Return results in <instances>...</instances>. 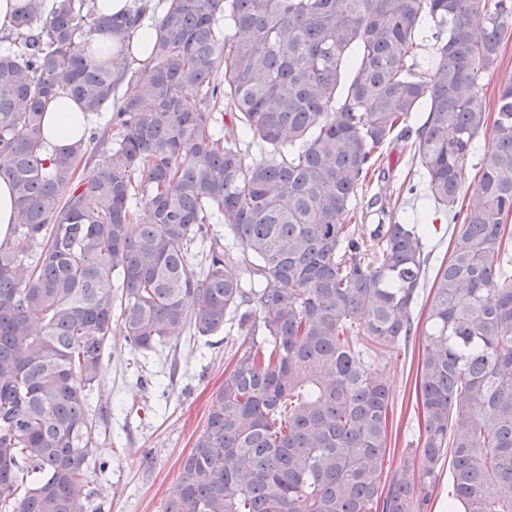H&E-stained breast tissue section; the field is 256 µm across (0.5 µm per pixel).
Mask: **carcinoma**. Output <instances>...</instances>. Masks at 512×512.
Listing matches in <instances>:
<instances>
[{
	"mask_svg": "<svg viewBox=\"0 0 512 512\" xmlns=\"http://www.w3.org/2000/svg\"><path fill=\"white\" fill-rule=\"evenodd\" d=\"M165 2L145 80L123 61L145 0L112 17L94 0H27L0 51V176L21 212L0 240V512H88L116 280L134 350L187 330L244 336L164 512H428L446 460L451 512H512V80L492 118L481 85L512 0ZM99 31L116 53L74 54ZM58 96L112 112L109 155L84 177L97 134L51 153L42 135ZM244 137L260 160L245 162ZM395 139L456 224L422 326L424 226L351 224ZM414 336L425 439L385 478L381 362Z\"/></svg>",
	"mask_w": 512,
	"mask_h": 512,
	"instance_id": "obj_1",
	"label": "carcinoma"
}]
</instances>
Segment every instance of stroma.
Returning <instances> with one entry per match:
<instances>
[{
	"label": "stroma",
	"instance_id": "obj_1",
	"mask_svg": "<svg viewBox=\"0 0 512 512\" xmlns=\"http://www.w3.org/2000/svg\"><path fill=\"white\" fill-rule=\"evenodd\" d=\"M411 159L407 142L386 146L377 174L359 190L353 207L362 234L377 223L379 203L388 217L426 224L431 252L427 270L432 273L448 251L455 225L447 210H435ZM238 345L233 336L212 346L187 332L155 350L136 351L124 343L120 323H113L103 378L92 398L93 408L108 410L112 432L111 440L100 443L88 460L86 490L92 505L102 512H162ZM422 355V341L416 338L384 363L393 390L390 449L384 460L389 471L401 468L407 449L424 441V417L416 398Z\"/></svg>",
	"mask_w": 512,
	"mask_h": 512
}]
</instances>
